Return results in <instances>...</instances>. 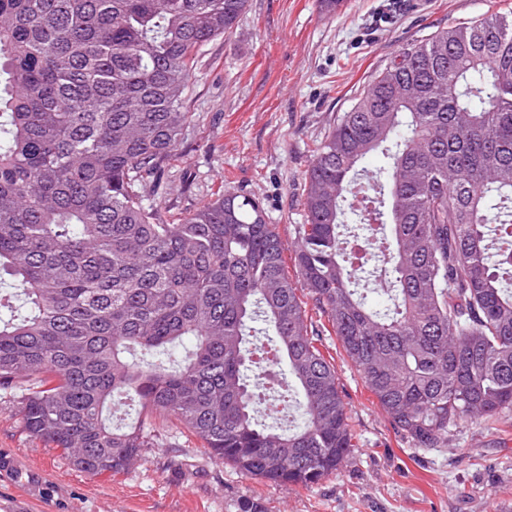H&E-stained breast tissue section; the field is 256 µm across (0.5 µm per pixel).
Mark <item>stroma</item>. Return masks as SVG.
Returning a JSON list of instances; mask_svg holds the SVG:
<instances>
[{
  "instance_id": "1",
  "label": "stroma",
  "mask_w": 512,
  "mask_h": 512,
  "mask_svg": "<svg viewBox=\"0 0 512 512\" xmlns=\"http://www.w3.org/2000/svg\"><path fill=\"white\" fill-rule=\"evenodd\" d=\"M512 0H249L229 35L203 47L188 126L165 190L151 206L186 212L224 187L258 197L292 256L303 223L305 174L314 145L402 47L449 22ZM326 344L347 405L354 447L332 476L310 487L248 477L214 459L201 441L156 422L157 444L124 472L79 471L29 434L20 389L0 387V450L41 473L34 495L0 477V512H512V419L465 423L444 448L396 433L335 336Z\"/></svg>"
}]
</instances>
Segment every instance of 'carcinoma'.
Instances as JSON below:
<instances>
[{"label": "carcinoma", "mask_w": 512, "mask_h": 512, "mask_svg": "<svg viewBox=\"0 0 512 512\" xmlns=\"http://www.w3.org/2000/svg\"><path fill=\"white\" fill-rule=\"evenodd\" d=\"M248 0H0V385L24 428L100 476L176 421L213 458L306 487L353 448L326 317L393 428L444 448L512 412V21L398 51L315 144L295 278L262 202L161 193L202 48ZM378 154V175L361 164ZM378 285L385 305L368 303ZM304 421L263 423L254 324ZM137 348L140 363L128 358ZM137 402L136 424L112 408Z\"/></svg>", "instance_id": "1"}]
</instances>
